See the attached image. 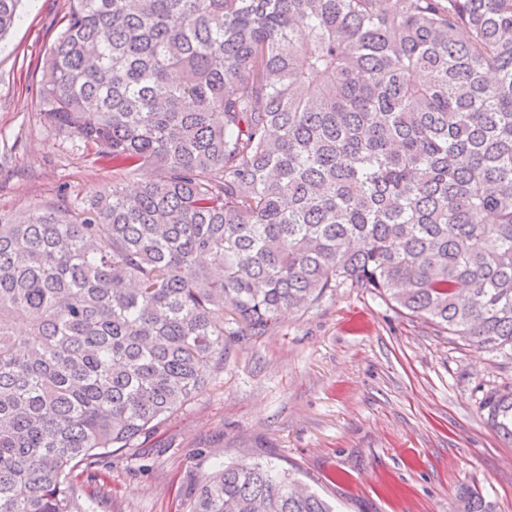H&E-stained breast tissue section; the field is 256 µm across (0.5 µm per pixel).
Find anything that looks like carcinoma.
Listing matches in <instances>:
<instances>
[{
	"label": "carcinoma",
	"instance_id": "obj_1",
	"mask_svg": "<svg viewBox=\"0 0 512 512\" xmlns=\"http://www.w3.org/2000/svg\"><path fill=\"white\" fill-rule=\"evenodd\" d=\"M39 93L160 175L0 212V512H91L74 469L215 387L226 319L365 288L512 359V0H70ZM481 409L512 440V384ZM184 506L334 512L271 459L192 473Z\"/></svg>",
	"mask_w": 512,
	"mask_h": 512
}]
</instances>
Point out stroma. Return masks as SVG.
<instances>
[{
  "mask_svg": "<svg viewBox=\"0 0 512 512\" xmlns=\"http://www.w3.org/2000/svg\"><path fill=\"white\" fill-rule=\"evenodd\" d=\"M68 0H25L0 41V211L92 197L116 174L76 135L43 121L47 49ZM512 384V361L435 335L363 288H339L304 315L245 336L224 327L212 390L157 435L98 462L95 512H179L187 475L271 459L339 512H458L468 484L512 512V443L488 425L485 394Z\"/></svg>",
  "mask_w": 512,
  "mask_h": 512,
  "instance_id": "stroma-1",
  "label": "stroma"
}]
</instances>
